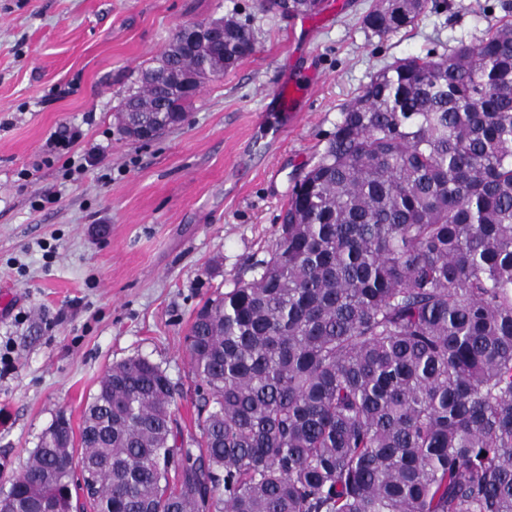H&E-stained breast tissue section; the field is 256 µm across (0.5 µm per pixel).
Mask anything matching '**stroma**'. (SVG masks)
<instances>
[{"label":"stroma","instance_id":"35a3bbf8","mask_svg":"<svg viewBox=\"0 0 512 512\" xmlns=\"http://www.w3.org/2000/svg\"><path fill=\"white\" fill-rule=\"evenodd\" d=\"M374 0H324L285 18L266 0H0V489L41 432L80 429L112 363H160L196 432L186 334L199 307L266 258L296 181L343 105L408 56L473 44L506 0H439L386 38L364 29ZM232 17L256 50L205 81L158 139L117 118L179 25ZM312 73L302 121L265 119L289 78ZM76 126L81 139L61 141Z\"/></svg>","mask_w":512,"mask_h":512}]
</instances>
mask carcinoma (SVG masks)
Masks as SVG:
<instances>
[{
  "label": "carcinoma",
  "mask_w": 512,
  "mask_h": 512,
  "mask_svg": "<svg viewBox=\"0 0 512 512\" xmlns=\"http://www.w3.org/2000/svg\"><path fill=\"white\" fill-rule=\"evenodd\" d=\"M430 3L377 0L362 24L395 34ZM255 47L231 17L222 45L168 44L122 118L162 135L195 96L177 76ZM252 272L187 333L200 438L161 364L116 362L79 437L57 416L0 490L14 512H512V21L344 105Z\"/></svg>",
  "instance_id": "obj_1"
}]
</instances>
